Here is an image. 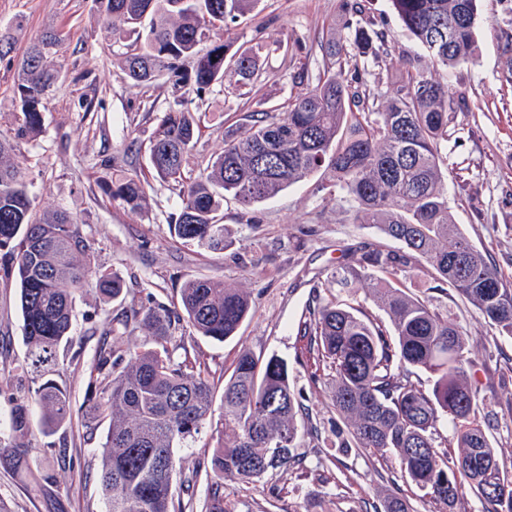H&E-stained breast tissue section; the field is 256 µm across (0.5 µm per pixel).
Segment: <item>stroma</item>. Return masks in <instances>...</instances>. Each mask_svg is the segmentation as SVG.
<instances>
[{
  "mask_svg": "<svg viewBox=\"0 0 512 512\" xmlns=\"http://www.w3.org/2000/svg\"><path fill=\"white\" fill-rule=\"evenodd\" d=\"M342 0H257L243 24L224 29L231 48L266 43L253 79L239 84L233 72L205 93L165 81L137 85L119 61L134 32L107 35L113 21L98 0H0V37L13 50L0 60V129L15 124L16 65L46 31L62 38L48 60L57 79L49 92L41 134L19 142L12 159L31 168L37 210L63 209L78 217L94 261L118 272L129 295L143 306L179 308L191 279L212 278L247 286L252 314L234 339L219 343L192 336L191 356L213 371L231 370L243 349L285 359L309 429L294 465L254 480L225 479L229 512H383L387 497L406 498L415 512H446L401 471L393 454L338 447L341 420L330 404L329 370L310 353L304 324L334 292L330 275L355 262L367 248L396 249L371 224L356 223L346 203L321 187L320 175L292 184L273 198L242 206L226 200L220 214L232 244L221 252L176 240L170 223L180 208L177 186L152 180L145 203L133 210L104 191L105 180L149 173L147 146L160 119L176 101L202 118L191 151L193 172L205 169L224 148V129L260 109L283 112L301 91L300 68L317 72L321 44L341 16ZM371 30L386 36L376 63L348 65L346 78L370 93L390 94L408 68L423 64L424 51L407 32L390 0H365ZM512 0H480L474 63L454 70L449 94L456 102L448 120V207L471 243L485 252L512 285ZM0 258V421L29 402L30 374L17 288ZM410 292L457 324L468 339L469 381L496 417L491 431L501 463L512 471V339L447 285L414 270L400 274ZM121 312L119 302L92 288L76 296L73 346L59 352L52 379L70 395L73 413L53 433L33 427L21 467L0 463V512H105L94 475L107 422L90 425L86 414L90 375L101 336ZM83 470L69 469V462Z\"/></svg>",
  "mask_w": 512,
  "mask_h": 512,
  "instance_id": "stroma-1",
  "label": "stroma"
}]
</instances>
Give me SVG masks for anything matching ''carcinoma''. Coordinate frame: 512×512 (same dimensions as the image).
Returning <instances> with one entry per match:
<instances>
[{"instance_id":"obj_1","label":"carcinoma","mask_w":512,"mask_h":512,"mask_svg":"<svg viewBox=\"0 0 512 512\" xmlns=\"http://www.w3.org/2000/svg\"><path fill=\"white\" fill-rule=\"evenodd\" d=\"M352 39L324 46L326 64L281 115L252 112L246 122L224 130V150L192 177L187 163L200 130V116L180 102L164 114L149 139L151 169L163 182L180 186V211L171 232L187 244L212 251L228 247L217 213L227 197L243 206L271 198L290 185L322 173L329 194L350 203L359 223L374 224L397 250L365 251L355 264L331 275L336 295L309 323L317 358L330 369L329 399L347 427L341 448L391 452L404 474L448 512L466 492L491 505L487 512H512V476L499 464L480 406L468 381L470 352L458 325L428 301L396 284L407 269L424 271L478 309L503 336L512 338V286L456 224L448 208L443 143L452 111L449 70L473 60L478 0H391L403 26L424 49L425 67H414L392 95L370 98L344 78L346 57H378L364 21L363 0H342ZM254 0H101L106 15L147 30L144 43L125 53L121 70L137 84L165 76L201 93L224 79L228 69L246 82L255 74L259 51L228 54L224 25L246 17ZM61 44L43 35L23 55L14 84L21 117L0 130V252L4 272L19 287L25 369L37 374L56 364L60 348L73 343L75 295L93 287L104 298L124 294L117 272L91 262V246L77 218L65 210L38 211L27 167L10 156L20 140L42 128L51 87L57 79L48 55ZM192 69L183 72L180 62ZM149 183L115 180L107 193L130 209L142 206ZM371 285L393 340L360 307L356 288ZM252 310L242 285L192 279L181 291V311L130 301L123 332L140 330L152 346L100 349L94 365L98 384L90 398L91 419L109 421L100 448L97 481L107 512H228L223 485L206 496L201 510L175 499L173 478L181 467L176 452L194 441L212 417L215 381L204 366L181 359L185 336L175 326L223 342L237 335ZM430 375L429 390L412 380L413 370ZM41 429L50 433L71 418L67 391L46 379L33 390ZM302 405L288 363L277 354L243 350L224 378L216 443L201 468L218 480H253L293 462L302 438ZM455 426L458 454L439 451L438 424ZM13 445L0 446V460L24 461L30 432L28 405L14 407Z\"/></svg>"}]
</instances>
